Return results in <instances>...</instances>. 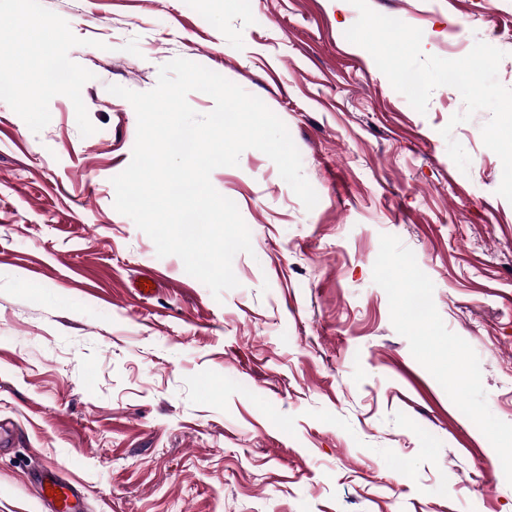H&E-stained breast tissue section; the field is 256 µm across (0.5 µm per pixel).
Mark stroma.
<instances>
[{"instance_id": "35a3bbf8", "label": "stroma", "mask_w": 512, "mask_h": 512, "mask_svg": "<svg viewBox=\"0 0 512 512\" xmlns=\"http://www.w3.org/2000/svg\"><path fill=\"white\" fill-rule=\"evenodd\" d=\"M444 59L504 53L512 0H368ZM53 34L12 54L17 17ZM350 0H0V512H512V203L453 87L413 109L345 31ZM182 57L259 97L318 195L256 149L211 174L251 232L214 298L116 211L137 116ZM64 60L68 79L44 74ZM155 291L141 298L135 283ZM425 321L408 314L414 296ZM30 469L38 496L50 512H80L83 499L80 488L55 474V466L36 461L30 465ZM48 489H51V493H48ZM56 490H59V493H56Z\"/></svg>"}]
</instances>
